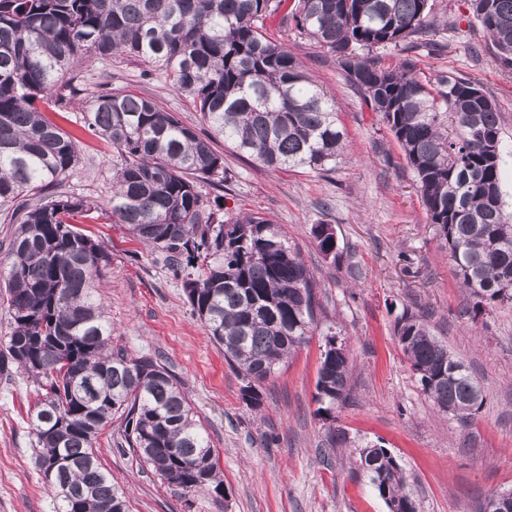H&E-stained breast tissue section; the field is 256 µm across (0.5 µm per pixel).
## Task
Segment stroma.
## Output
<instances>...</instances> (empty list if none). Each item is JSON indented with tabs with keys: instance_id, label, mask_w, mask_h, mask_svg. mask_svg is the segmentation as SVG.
Instances as JSON below:
<instances>
[{
	"instance_id": "stroma-1",
	"label": "stroma",
	"mask_w": 512,
	"mask_h": 512,
	"mask_svg": "<svg viewBox=\"0 0 512 512\" xmlns=\"http://www.w3.org/2000/svg\"><path fill=\"white\" fill-rule=\"evenodd\" d=\"M453 24L431 35L435 48L412 51L420 74L478 81L496 102L504 148V211L512 215V65L482 31L460 17L465 0H435ZM266 35L286 44L311 82L336 101L345 146L330 171L274 170L235 154L211 135L191 98L154 67L116 56L86 65L64 130L79 141V161L63 190L91 202L96 217L79 229L102 242L109 263L97 284L112 323V344L135 356L161 355L187 390L224 475L225 494L183 498L115 447L111 430L96 450L123 489L129 512H388L356 469L360 448H388L403 466L418 512H475L478 501L512 490V303L482 314L460 286L415 187V177L380 114L344 80L334 59L285 30L280 15ZM152 99L223 154L226 179L201 184L221 199L220 218L254 212L270 219L310 269L317 329L247 406L242 381L192 314L181 279L162 257L113 223L112 145L85 129L100 84ZM330 225L337 258L324 257L311 228ZM425 315L437 337L479 382L484 403L468 421L439 413L394 336L404 312ZM352 365L351 396L333 419L319 414L317 378L327 333ZM36 395L17 368L0 373V512H54L38 471L28 412ZM341 439L331 442L330 431Z\"/></svg>"
}]
</instances>
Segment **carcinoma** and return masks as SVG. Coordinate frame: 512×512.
<instances>
[{
  "mask_svg": "<svg viewBox=\"0 0 512 512\" xmlns=\"http://www.w3.org/2000/svg\"><path fill=\"white\" fill-rule=\"evenodd\" d=\"M500 60L512 64V0H467ZM282 0H0V207L13 230L4 293L10 333L0 369L15 364L38 396L30 417L35 464L52 482L55 512H129L98 460L97 437L114 416V445L183 496H224V477L186 391L168 365L112 346L96 286L109 257L75 227L90 202L58 190L78 160L62 119L60 78L89 57L139 58L192 99L213 134L267 168L328 171L344 132L336 104L309 81L283 43L264 34ZM285 26L329 54L382 114L415 175L417 192L475 312L512 303V223L503 210V147L494 100L473 80L421 78L410 57L384 67L370 52L418 47L436 25L434 0H294ZM448 127H443V114ZM87 128L112 143V221L160 254L182 279L192 314L241 377L257 408L262 384L315 323L313 276L275 225L258 214L216 218L198 190L224 181V156L149 98L113 87L91 100ZM319 251L338 256L326 225L311 228ZM394 334L426 395L441 412L471 418L484 396L465 363L420 317L404 313ZM318 411L348 398L352 372L326 340ZM388 512H418L406 475L386 448L359 451Z\"/></svg>",
  "mask_w": 512,
  "mask_h": 512,
  "instance_id": "1",
  "label": "carcinoma"
}]
</instances>
